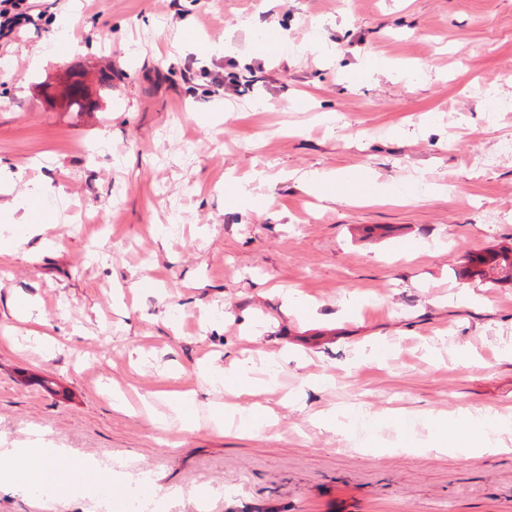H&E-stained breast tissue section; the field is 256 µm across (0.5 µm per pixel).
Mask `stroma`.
Instances as JSON below:
<instances>
[{"instance_id":"1","label":"stroma","mask_w":512,"mask_h":512,"mask_svg":"<svg viewBox=\"0 0 512 512\" xmlns=\"http://www.w3.org/2000/svg\"><path fill=\"white\" fill-rule=\"evenodd\" d=\"M34 10L0 39V204L44 191L50 221L0 257V448L110 463L121 495L149 472L162 512H512V431L428 448L437 414L512 415V283L468 273L512 247V157L481 165L512 136V0ZM71 70L111 71L95 110ZM360 174L430 190L354 205ZM243 362L269 426H158L167 393L224 402L200 365ZM66 98L71 106L78 110H85L91 104L87 88L83 79V74L73 72L69 75Z\"/></svg>"}]
</instances>
